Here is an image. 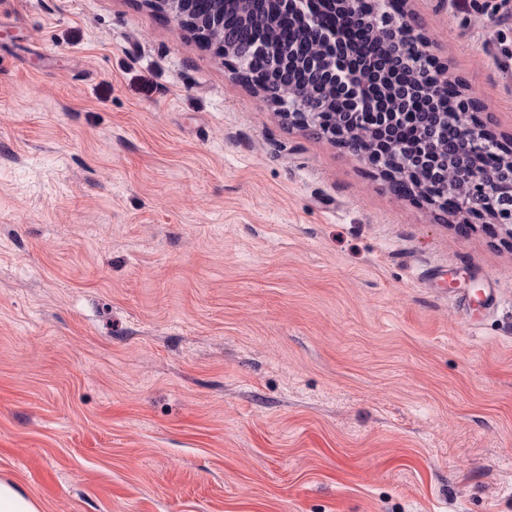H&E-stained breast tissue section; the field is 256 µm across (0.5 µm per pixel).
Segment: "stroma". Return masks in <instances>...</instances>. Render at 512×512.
<instances>
[{"instance_id": "35a3bbf8", "label": "stroma", "mask_w": 512, "mask_h": 512, "mask_svg": "<svg viewBox=\"0 0 512 512\" xmlns=\"http://www.w3.org/2000/svg\"><path fill=\"white\" fill-rule=\"evenodd\" d=\"M407 8L512 140V0ZM0 482L40 512H512V238L143 0H0ZM358 158L367 159L369 163L376 167L380 173H382L388 180L389 185L393 188V184L396 181H401L407 185L406 190L395 192L398 195H410L413 190V185L416 182L417 173L413 166L409 165L407 167L402 166L398 168V170L393 171L387 166L384 165L381 159L377 158L371 151L369 150H359L356 155Z\"/></svg>"}]
</instances>
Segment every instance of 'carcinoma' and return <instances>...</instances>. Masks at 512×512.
<instances>
[{
    "label": "carcinoma",
    "instance_id": "obj_1",
    "mask_svg": "<svg viewBox=\"0 0 512 512\" xmlns=\"http://www.w3.org/2000/svg\"><path fill=\"white\" fill-rule=\"evenodd\" d=\"M403 0H370L365 5V24L360 31H341V38L360 60L385 59L392 52V44L376 30L375 13L397 8ZM224 14V31L233 54L247 62V73L253 80L283 83L286 97L312 99L323 104L322 120L310 126L328 136L345 122L347 101L345 85L331 78L334 70L331 54L321 44L308 42V32L302 16H287L279 0H211L203 9H194L180 17V27L194 32L201 39L221 41L218 32L208 30L212 11ZM342 0H311L309 13L316 15L325 26L341 25ZM405 39L401 46L408 67L401 74H386L377 80L364 69L351 71V82L371 91L368 105L378 112H397L405 107V92H417L429 83L435 74V60L428 51L422 35L414 33L410 25L403 26ZM458 108V90L454 86L438 91L430 106H418V114L408 126L397 127L386 138L361 121L348 129V150L355 151L363 142L381 154L388 164H398L412 153L425 131L435 136L438 144L439 167H448V185L462 192L464 188L454 182V169L463 163L467 168L486 175L494 182L496 193L492 200L504 204L512 198V174L494 142L486 138L487 146L479 151H461L459 134L453 124H444ZM430 173L421 172L416 190L434 194L444 188Z\"/></svg>",
    "mask_w": 512,
    "mask_h": 512
}]
</instances>
